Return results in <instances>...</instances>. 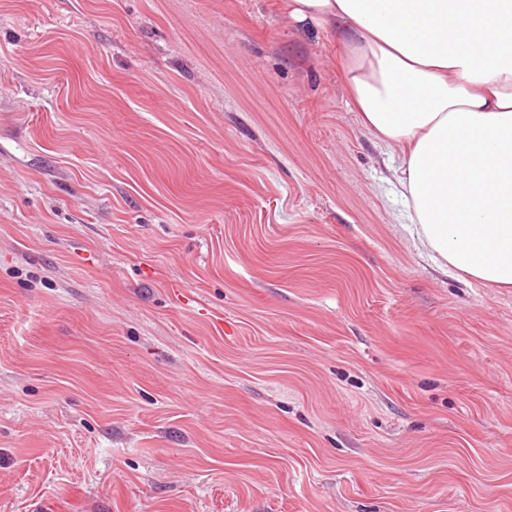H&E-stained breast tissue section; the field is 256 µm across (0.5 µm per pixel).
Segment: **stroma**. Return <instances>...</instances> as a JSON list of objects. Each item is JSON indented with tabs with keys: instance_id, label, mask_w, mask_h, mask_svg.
Listing matches in <instances>:
<instances>
[{
	"instance_id": "35a3bbf8",
	"label": "stroma",
	"mask_w": 512,
	"mask_h": 512,
	"mask_svg": "<svg viewBox=\"0 0 512 512\" xmlns=\"http://www.w3.org/2000/svg\"><path fill=\"white\" fill-rule=\"evenodd\" d=\"M281 4L0 0V512H512V290Z\"/></svg>"
}]
</instances>
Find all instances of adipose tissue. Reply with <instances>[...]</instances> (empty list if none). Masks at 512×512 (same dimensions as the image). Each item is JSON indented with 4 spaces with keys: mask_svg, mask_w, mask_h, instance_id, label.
<instances>
[{
    "mask_svg": "<svg viewBox=\"0 0 512 512\" xmlns=\"http://www.w3.org/2000/svg\"><path fill=\"white\" fill-rule=\"evenodd\" d=\"M344 36L360 123L401 159L408 219L458 279L512 288V0H283Z\"/></svg>",
    "mask_w": 512,
    "mask_h": 512,
    "instance_id": "ef3b65f1",
    "label": "adipose tissue"
}]
</instances>
